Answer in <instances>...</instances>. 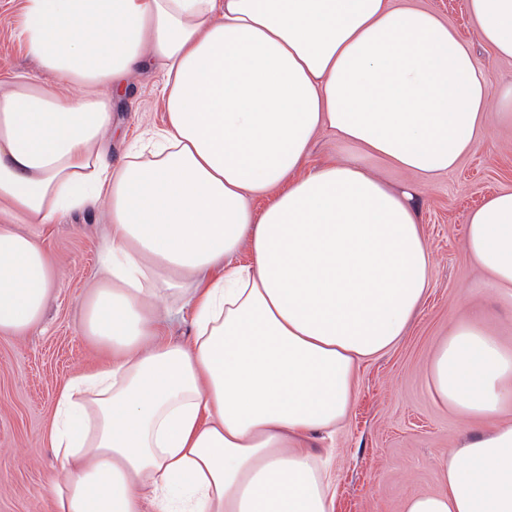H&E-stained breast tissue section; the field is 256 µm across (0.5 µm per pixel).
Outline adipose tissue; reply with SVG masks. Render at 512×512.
Segmentation results:
<instances>
[{"label":"adipose tissue","instance_id":"obj_1","mask_svg":"<svg viewBox=\"0 0 512 512\" xmlns=\"http://www.w3.org/2000/svg\"><path fill=\"white\" fill-rule=\"evenodd\" d=\"M467 7L512 58V0ZM23 14L39 76L0 93V337L39 329L57 283L18 225L97 206L110 225L80 326L106 358L64 382L48 434L68 466L56 512H332L309 439L335 433L360 363L403 336L431 255L410 192L356 163L302 166L326 132L449 174L491 122L512 125V85L492 90L471 43L407 0H24ZM151 67L164 125L112 167V103ZM466 248L512 302V190L469 215ZM163 299L190 306V343L168 339ZM428 378L441 404L493 417L512 403V349L460 320ZM437 470L404 512H512V423Z\"/></svg>","mask_w":512,"mask_h":512}]
</instances>
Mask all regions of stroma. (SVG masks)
Returning a JSON list of instances; mask_svg holds the SVG:
<instances>
[{"label": "stroma", "instance_id": "35a3bbf8", "mask_svg": "<svg viewBox=\"0 0 512 512\" xmlns=\"http://www.w3.org/2000/svg\"><path fill=\"white\" fill-rule=\"evenodd\" d=\"M471 41L475 60L494 88L512 83V60L478 41L467 0H420ZM23 0H0V84L35 75L18 38ZM162 75L132 78L127 98L114 102L112 162L128 142L162 127ZM358 163L395 189L415 192L418 222L432 265L426 299L406 333L383 354L360 363L347 419L334 436L315 437L331 457L333 512H403L405 499L438 487L436 462L477 433L512 421V405L495 417L473 420L434 400L428 365L454 323L475 319L512 343V305L490 288L485 270L465 245L467 218L486 198L512 189V128H489L450 174L433 180L398 170L357 146L320 134L306 162ZM20 232L49 251L57 285L43 326L27 336L0 339V512H55L51 485L62 464L48 444L62 383L95 368L101 347L80 331L83 299L97 275L107 219L97 208L66 214L50 224H23Z\"/></svg>", "mask_w": 512, "mask_h": 512}]
</instances>
